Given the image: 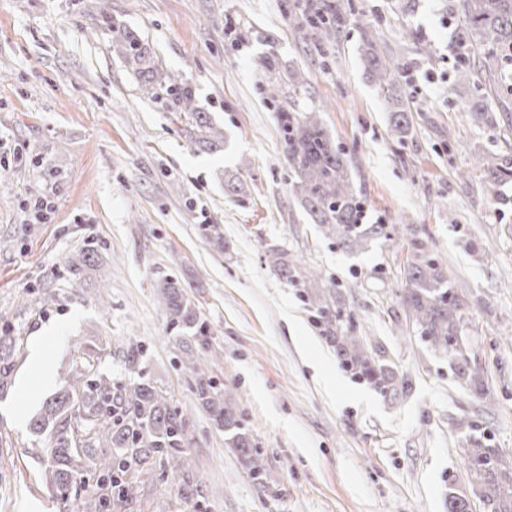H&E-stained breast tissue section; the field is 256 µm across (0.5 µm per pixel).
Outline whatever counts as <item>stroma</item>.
Wrapping results in <instances>:
<instances>
[{
    "instance_id": "1",
    "label": "stroma",
    "mask_w": 512,
    "mask_h": 512,
    "mask_svg": "<svg viewBox=\"0 0 512 512\" xmlns=\"http://www.w3.org/2000/svg\"><path fill=\"white\" fill-rule=\"evenodd\" d=\"M335 43L305 35L299 0H0V332L16 336L18 365L0 395V512H57L43 480L47 439L32 417L72 375L79 346L103 345L97 371L124 376L120 349L144 345V367L185 409L194 504L146 481L137 512H448V491L491 512L459 455L457 420L512 454V203L487 197L472 156L512 159V88L483 102L498 123L467 112L454 82L457 21L448 0H350ZM139 34L164 72L182 74L200 111L226 136L200 151L190 113L142 90L99 9ZM374 40L397 67L404 141L360 60ZM275 68H267V59ZM304 71L295 108L316 110L345 150L369 222L414 228L466 287L464 333L489 399L452 378L446 354L409 327L401 303L405 241L350 254L295 203L269 81ZM238 172L243 191L224 192ZM218 224L223 247L206 236ZM334 283L344 317L406 379L391 400L343 369L300 288L265 251ZM93 249L110 272L109 311L97 267L72 276ZM182 283L221 353L214 374L265 461L252 478L198 407L177 361L180 335L156 296ZM45 337L52 389L29 388L31 348ZM363 401H355V394Z\"/></svg>"
}]
</instances>
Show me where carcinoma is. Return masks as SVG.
Returning <instances> with one entry per match:
<instances>
[{"instance_id":"cac0c4a2","label":"carcinoma","mask_w":512,"mask_h":512,"mask_svg":"<svg viewBox=\"0 0 512 512\" xmlns=\"http://www.w3.org/2000/svg\"><path fill=\"white\" fill-rule=\"evenodd\" d=\"M349 4L336 0L313 8L304 15L311 39L319 45L336 40L339 22ZM448 11L459 14L457 43L469 50L478 49L488 80L512 82V0H448ZM115 47L120 56L140 65L142 83L153 95L165 93L186 112L196 113L199 136L194 142L212 150L224 143V134L212 125L206 113L198 111L194 95L182 76L167 74L151 64L150 51L141 37L126 29L111 16ZM361 60L385 101L397 102L399 72L385 60L380 50L367 39ZM456 82L472 85L475 97L471 120L491 126L493 113L478 100L479 85L471 67L456 68ZM407 113L391 112L389 129L398 141L405 139ZM279 133L288 166L293 195L313 223L325 236L354 254L374 242H396L403 237L397 224H366V210L360 188L343 149L333 143L318 113L299 112L279 106ZM471 169L482 172L487 195L499 201L503 187L512 183V161H495L473 156ZM266 257L279 276L294 283L314 308L319 324L336 343L341 366L392 399L405 393L407 383L396 378L384 363L376 360L350 324L343 323L342 309L332 286L319 282L288 263L279 249H269ZM465 288L448 278L441 263L430 254L418 237L409 241V257L404 266L402 306L421 340L448 354V363L459 382L483 397L489 396L485 375L471 363L467 342L461 336L465 308ZM159 308L173 328L191 333L192 341H179V362L192 379L198 405L214 424L224 429L249 474H264V463L248 429L226 395L224 385L212 375L217 352L209 339V328L200 322L197 309L186 296L183 285L168 278L157 284ZM19 351L15 338L0 334V391L8 383ZM144 351L137 340L122 348L127 378H112L94 369V357L75 369L65 389L53 396L30 423L36 437L48 435L52 446L45 451V483L58 494L59 512H130L137 502L142 478L167 480L178 500L189 504L201 496L199 481L191 472L187 418L172 404L165 391L156 386L141 368ZM459 454L467 463L470 482L478 486L493 512H512V460L486 446L473 434V423L461 420Z\"/></svg>"}]
</instances>
